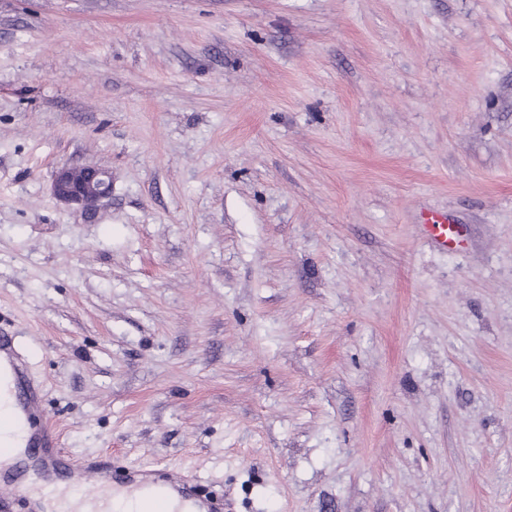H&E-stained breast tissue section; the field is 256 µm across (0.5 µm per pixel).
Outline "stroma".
Wrapping results in <instances>:
<instances>
[{
	"label": "stroma",
	"mask_w": 512,
	"mask_h": 512,
	"mask_svg": "<svg viewBox=\"0 0 512 512\" xmlns=\"http://www.w3.org/2000/svg\"><path fill=\"white\" fill-rule=\"evenodd\" d=\"M1 330L74 461L512 512V0H0ZM51 190L60 202L91 210L112 193V175L102 168L63 166L56 171ZM420 224L436 243L444 247L455 243L459 234L456 227L448 221V215L426 212L421 215Z\"/></svg>",
	"instance_id": "obj_1"
}]
</instances>
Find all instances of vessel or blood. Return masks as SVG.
<instances>
[{"instance_id":"vessel-or-blood-1","label":"vessel or blood","mask_w":512,"mask_h":512,"mask_svg":"<svg viewBox=\"0 0 512 512\" xmlns=\"http://www.w3.org/2000/svg\"><path fill=\"white\" fill-rule=\"evenodd\" d=\"M428 235L439 245L448 246L456 241L458 231L447 216L436 213H423L420 219ZM9 367L11 380L7 385H0V399L9 398L14 411L7 416H0V436L14 434L18 427L26 429V445L30 454L24 455L18 465L21 470L33 467L58 474L68 475L80 472L82 481L92 500L112 486V462L108 459L74 463L65 449L61 448L54 431L42 413V396L38 387L27 377L26 370L14 347L12 336L0 334V368ZM123 483L129 494H137L145 486H164L182 501L191 505L190 512H224V500L218 496L202 493L198 477L179 473H159L153 469H136L128 471ZM21 508L22 512H39V505L30 496L25 485L18 482L0 481V508Z\"/></svg>"}]
</instances>
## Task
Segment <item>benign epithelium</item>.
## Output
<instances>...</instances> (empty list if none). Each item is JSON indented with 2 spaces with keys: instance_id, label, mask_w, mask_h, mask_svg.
Listing matches in <instances>:
<instances>
[{
  "instance_id": "1",
  "label": "benign epithelium",
  "mask_w": 512,
  "mask_h": 512,
  "mask_svg": "<svg viewBox=\"0 0 512 512\" xmlns=\"http://www.w3.org/2000/svg\"><path fill=\"white\" fill-rule=\"evenodd\" d=\"M51 190L60 202L90 210L112 193V175L102 168L63 166L56 171Z\"/></svg>"
}]
</instances>
